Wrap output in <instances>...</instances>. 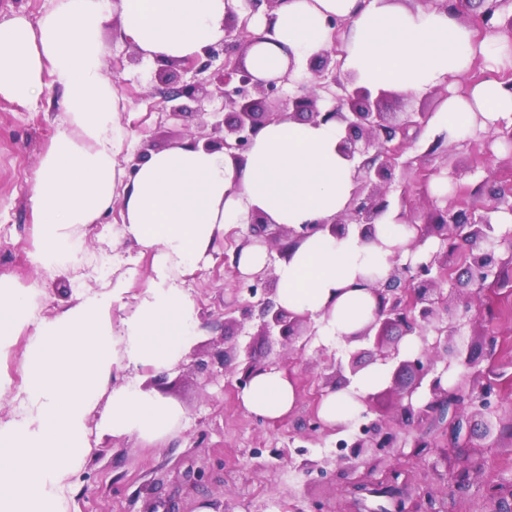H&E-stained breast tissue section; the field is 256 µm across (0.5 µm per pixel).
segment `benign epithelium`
I'll return each instance as SVG.
<instances>
[{"label": "benign epithelium", "mask_w": 512, "mask_h": 512, "mask_svg": "<svg viewBox=\"0 0 512 512\" xmlns=\"http://www.w3.org/2000/svg\"><path fill=\"white\" fill-rule=\"evenodd\" d=\"M501 0H490V5L480 14V20L486 29L505 30L512 34V16L502 19L497 14ZM251 14H238V9L227 8L224 21L225 61L222 70L212 74L213 79L222 86L224 106L233 109L224 121V138L208 139L203 143L207 151L222 149L234 158L246 152L254 136L266 124L284 120L336 121L344 126L345 136L339 144L340 151L350 159L363 155L371 148H376L374 157L356 166L355 189L347 209L336 216L329 224H302L300 227L276 226L270 231V222L261 213L251 215L249 231L237 249H242L254 242L267 246L268 251H276L280 258L288 255V248L319 231L345 234L349 227L358 230L363 242L375 240V219L383 215L389 207L386 199L390 192L392 169L411 147L414 134L427 124L428 112H408L403 122L391 124L387 113L381 109L383 94L372 97L371 92L355 85L352 75L341 80L333 77L324 81L326 70L332 56L342 54L341 34L347 28L345 22L332 18L328 26L332 28V48L321 50L310 59V71L317 82L313 88L302 94L286 99L279 96L282 87L291 82V74L296 67L294 60H289L285 72L270 78H261L248 70L243 57L237 56L234 49L238 46L248 49L264 41V36L249 31ZM335 86L336 107L323 112L318 102L324 94L331 93L330 86ZM198 91L196 84H183L167 88L165 102L172 103L169 113L178 116L184 112V106L177 100L185 97L192 99ZM258 93L275 102L276 109L267 112L260 110L259 101L252 99ZM477 137L486 143L505 137L512 142V126L500 120L487 131L477 133ZM457 161L454 148H448L439 165L425 170L421 179L427 182L440 177L444 172L455 171ZM428 207L429 219L419 224L415 217V204L409 201L408 193L401 195L402 206L399 219L416 229V236L409 248L413 251L424 246L429 236L428 224H433L434 234L440 240L435 251H427L419 261L412 263L398 262L393 259L388 276L371 286L377 299L374 318L358 333L345 337L346 345L364 342L375 338L374 350L345 349L344 356L326 357V368L332 371L327 377L326 385L332 390L345 389L358 373L372 363L394 365L391 386L387 391L396 398V424L411 425L430 420L447 412L461 415L469 410L471 416L478 418L482 427V436L490 437L502 429H512V411L508 418H503V401L491 404L487 399L488 386L476 382L467 383V370L477 366L472 344L467 342L462 328V319L472 306L480 305L481 292L485 283L497 280L500 262L497 252L505 248L512 254V227H504L492 220L498 212L512 213V191L493 188L488 192L483 214L473 220L461 211L451 212L448 206H439L437 198L424 194ZM465 255V267L462 273L451 277L448 267L450 250L448 243ZM272 264L250 276L251 290L262 288L265 298L258 303V335L278 336L288 344L300 342L298 352H303L312 335L311 320L302 315L291 313L275 302V289L270 287L274 280ZM470 285L472 289L459 293L455 297L444 291L445 284ZM391 326L399 334L392 340L383 336L372 335L377 325ZM405 336H414L419 347L410 355L401 353L400 341ZM246 358L240 369L239 382L248 384L254 376L262 372L266 365L260 362L251 347L245 348ZM442 369H437V364ZM457 367L466 368L459 374L460 380L448 385V375ZM375 394L360 398L364 410L360 421L353 427L325 424L318 416H313L308 426V435L316 437L325 434L346 433L338 440L340 450L338 461L350 468L358 466L360 458L367 452L374 454L390 448L399 447V433L396 424L381 419H369L373 411Z\"/></svg>", "instance_id": "7a95c632"}]
</instances>
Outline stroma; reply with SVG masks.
Listing matches in <instances>:
<instances>
[{"mask_svg":"<svg viewBox=\"0 0 512 512\" xmlns=\"http://www.w3.org/2000/svg\"><path fill=\"white\" fill-rule=\"evenodd\" d=\"M102 71L114 82L117 135L122 151L117 177L128 182L134 159L184 142L205 139L228 115L224 98L208 73L187 63L144 61L123 41L116 24L102 32ZM196 83L200 91L186 100V114L170 116L161 109L168 78ZM55 90H46L37 106L23 108L0 97V277L29 289L38 316H54L76 285L99 289L125 281V305H134L152 276V256L121 237V205L94 224L78 227L83 250L65 269L36 270L28 255L33 248L31 196L34 171L57 127L65 118ZM460 173L451 177L449 197L462 210L483 205L481 182L494 187L512 184V148L497 141L457 147ZM247 226L220 240L208 263L183 275V287L194 301L200 334L187 355L144 385L184 413L166 443L147 445L134 436L92 434L84 464L69 479L67 512H378L384 498L365 496L355 502L353 484L383 480L389 469L401 471L421 512H489V487L512 482V431L494 439L464 427L457 443L441 424L425 422L420 433L435 447L414 453L395 448L369 456L365 466L345 471L335 462L336 436L303 439L317 412L324 364L317 347L307 346L293 358L288 346L258 333L257 318L225 326L224 311L254 304L238 289L224 258L233 255ZM501 278L486 288L480 311L470 314L463 332L486 371L493 396L512 403V256L501 253ZM251 344L262 363L291 374L297 386L293 409L269 422L240 405L234 372ZM319 471H307L304 461ZM468 470L459 481L460 470Z\"/></svg>","mask_w":512,"mask_h":512,"instance_id":"stroma-1","label":"stroma"}]
</instances>
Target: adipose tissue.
<instances>
[{
	"label": "adipose tissue",
	"mask_w": 512,
	"mask_h": 512,
	"mask_svg": "<svg viewBox=\"0 0 512 512\" xmlns=\"http://www.w3.org/2000/svg\"><path fill=\"white\" fill-rule=\"evenodd\" d=\"M240 2L120 0L114 7L109 0H56L38 21L20 16L0 24V97L32 107L53 88L66 114L35 170L31 264L52 271L74 257L83 246L76 227L95 223L117 201L124 237L151 253L153 272L132 309L120 306L126 291L120 280L76 292L67 308L41 319L29 294L0 278V356L20 336L29 338L21 386L0 372V397L12 395L17 404L15 415L0 421V512H66L68 478L85 460L91 427L150 445L177 429L182 411L145 389L139 375L162 374L199 336L196 306L181 277L209 259L226 229L255 211L291 227L329 222L352 198L356 162L338 150L343 127L313 121L267 124L240 162L188 144L151 154L116 193L117 101L101 69L103 29L117 23L144 58L183 60L223 38L226 6ZM332 17L349 23L342 67L359 85L399 95L447 89L430 118L437 132L460 139L476 125L512 115V91L501 82L482 81L460 93L451 88L479 58L512 68L511 35L479 36L446 11L411 10L395 0H282L267 41L247 52L249 69L276 73L329 47ZM414 235L394 210L376 224L371 243L353 230L315 233L278 265L276 301L317 322L316 343L336 345L372 320L369 286L387 277L393 256L410 258ZM116 369L132 371V379L110 384ZM388 377V366H369L348 388L324 394L318 417L349 423L363 409L360 396ZM239 400L248 413L277 420L293 409L296 385L285 370L270 367Z\"/></svg>",
	"instance_id": "adipose-tissue-1"
}]
</instances>
